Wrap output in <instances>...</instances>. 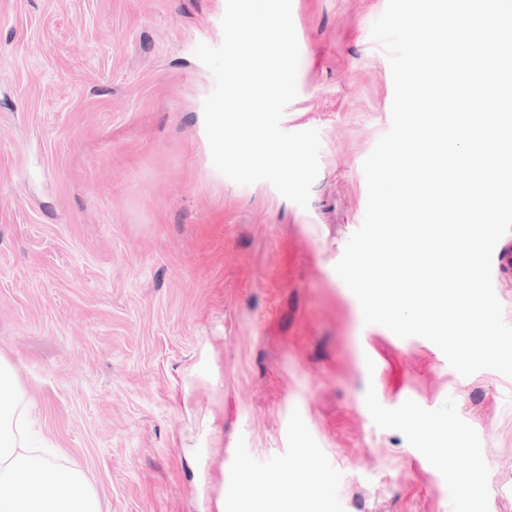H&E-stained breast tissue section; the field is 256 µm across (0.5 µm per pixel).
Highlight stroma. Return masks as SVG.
<instances>
[{
    "mask_svg": "<svg viewBox=\"0 0 512 512\" xmlns=\"http://www.w3.org/2000/svg\"><path fill=\"white\" fill-rule=\"evenodd\" d=\"M386 3L292 0L304 209L212 163L226 0H0V355L103 512H244L245 472L282 503L308 460L311 512H512V378L364 324L334 270L391 125Z\"/></svg>",
    "mask_w": 512,
    "mask_h": 512,
    "instance_id": "stroma-1",
    "label": "stroma"
}]
</instances>
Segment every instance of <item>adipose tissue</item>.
Listing matches in <instances>:
<instances>
[{"label":"adipose tissue","instance_id":"1","mask_svg":"<svg viewBox=\"0 0 512 512\" xmlns=\"http://www.w3.org/2000/svg\"><path fill=\"white\" fill-rule=\"evenodd\" d=\"M29 405L0 356V512H101L81 471L59 465L53 451L34 446Z\"/></svg>","mask_w":512,"mask_h":512}]
</instances>
